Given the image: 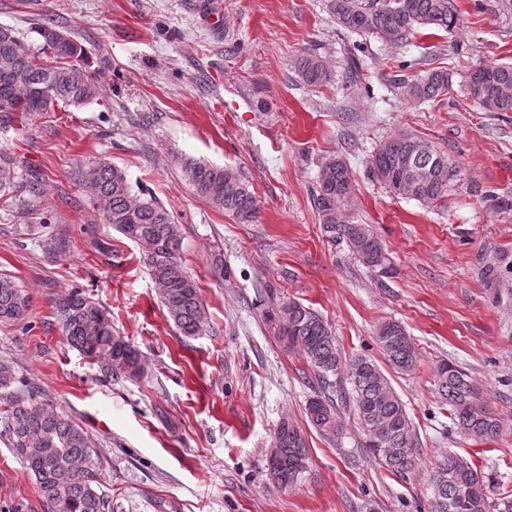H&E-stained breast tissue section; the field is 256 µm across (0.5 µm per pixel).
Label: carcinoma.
I'll return each instance as SVG.
<instances>
[{"mask_svg": "<svg viewBox=\"0 0 512 512\" xmlns=\"http://www.w3.org/2000/svg\"><path fill=\"white\" fill-rule=\"evenodd\" d=\"M336 25L358 36L373 37L391 54L405 48L422 28L450 32L458 26L455 0H327ZM41 38L34 46L12 28L0 29V135L16 130L22 118L37 112L80 107L101 96V82L86 64L88 56L77 40L50 22L36 27ZM304 82L327 81V62L309 53L300 62ZM50 85L54 96L40 97ZM407 97L431 102L448 92L449 76L433 69L424 76L399 83ZM466 93L487 112H512V64L481 63L470 69ZM182 168L196 194L241 223L256 218L257 201L248 185L231 168L183 159ZM373 179L390 193L417 201H435L448 192L453 169L448 157L428 141L408 133L395 134L374 149ZM91 199L104 221L141 250L140 261L157 286L169 320L187 337L201 335L207 312L196 280L184 269L179 224L152 193L134 189L123 169L107 157L92 161L84 174ZM354 190L352 173L341 159L332 158L320 169L313 205L325 236L343 242L365 267L389 278L392 268L381 241L367 224L346 220L344 202ZM0 191L26 197L31 210L45 194L42 174L18 157L0 151ZM28 300L17 283L0 275V322L24 317ZM66 342L111 378L137 379L144 373L139 352L112 328L109 312L86 290L74 288L54 300ZM277 336L295 350L313 373L316 388L307 401L310 424L325 435L340 433L337 399L330 394V377L339 373L350 384L354 410L365 436V447L389 473L405 477L417 466L419 440L405 405L373 360L341 355L336 336L316 311L284 299L276 307ZM376 342L393 368L407 372L418 358L414 339L398 321L382 322ZM441 403L453 424L476 441L493 438L500 421L480 402L472 378L448 360L435 367ZM0 413V426L16 455L34 477L44 512H112V499L102 490L98 471L102 459L95 439L49 396L35 391L9 393ZM274 436L284 457L282 471L271 474L285 489L305 472L309 452L300 426L284 418ZM429 512H512V500L495 502L482 475L465 457L455 453L436 466Z\"/></svg>", "mask_w": 512, "mask_h": 512, "instance_id": "obj_1", "label": "carcinoma"}]
</instances>
